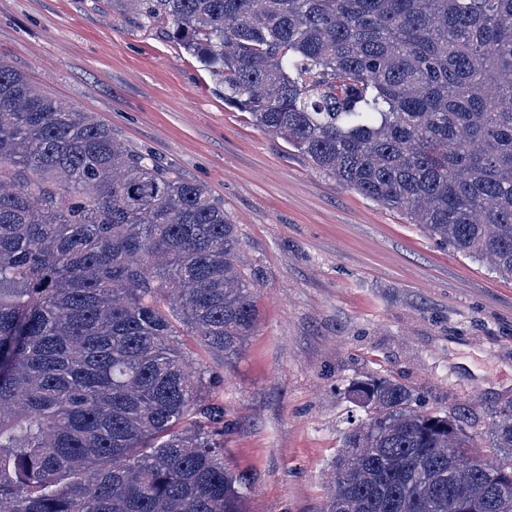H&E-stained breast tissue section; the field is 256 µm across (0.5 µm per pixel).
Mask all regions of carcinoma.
<instances>
[{"label":"carcinoma","instance_id":"cac0c4a2","mask_svg":"<svg viewBox=\"0 0 512 512\" xmlns=\"http://www.w3.org/2000/svg\"><path fill=\"white\" fill-rule=\"evenodd\" d=\"M117 2L225 105L512 278V0ZM239 246L207 185L0 58V512H243L224 407L176 339L228 355L254 331ZM353 393L326 512H512V405L493 461L387 377Z\"/></svg>","mask_w":512,"mask_h":512}]
</instances>
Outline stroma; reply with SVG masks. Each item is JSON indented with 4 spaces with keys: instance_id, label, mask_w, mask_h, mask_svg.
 Wrapping results in <instances>:
<instances>
[{
    "instance_id": "1",
    "label": "stroma",
    "mask_w": 512,
    "mask_h": 512,
    "mask_svg": "<svg viewBox=\"0 0 512 512\" xmlns=\"http://www.w3.org/2000/svg\"><path fill=\"white\" fill-rule=\"evenodd\" d=\"M0 55L132 153L209 186L237 224L259 323L229 357L181 341L211 372L248 512H324L352 385L373 377L465 411L490 447L512 402L511 279L315 169L226 106L168 25L111 0H0Z\"/></svg>"
}]
</instances>
